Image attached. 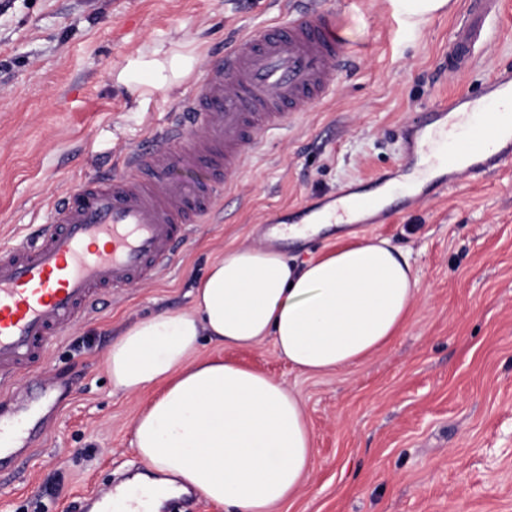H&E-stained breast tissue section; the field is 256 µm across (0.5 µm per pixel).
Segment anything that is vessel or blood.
<instances>
[{"instance_id": "b4317fda", "label": "vessel or blood", "mask_w": 512, "mask_h": 512, "mask_svg": "<svg viewBox=\"0 0 512 512\" xmlns=\"http://www.w3.org/2000/svg\"><path fill=\"white\" fill-rule=\"evenodd\" d=\"M238 34L206 80L178 100L165 122L114 164L113 175L56 194L42 231L0 248V398L15 376L39 377L47 350L102 296L151 279L195 224L210 222L250 152L291 118L336 90L338 74L358 58L342 18L348 0ZM499 0H484L452 31L448 69H470L489 42ZM512 157V69L499 71L479 95L428 106L410 125L403 172L428 173L442 191L469 184ZM206 166L211 179L193 187L174 172ZM362 223L387 210L373 194L351 189ZM43 422L32 410L0 419V472L13 469Z\"/></svg>"}]
</instances>
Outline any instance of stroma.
Segmentation results:
<instances>
[{"label":"stroma","mask_w":512,"mask_h":512,"mask_svg":"<svg viewBox=\"0 0 512 512\" xmlns=\"http://www.w3.org/2000/svg\"><path fill=\"white\" fill-rule=\"evenodd\" d=\"M470 0L417 27L391 0L346 15L355 67L335 94L296 115L241 171L208 224L153 280L108 293L47 352L54 408L35 457L0 475V512H90L89 497L148 465L133 425L150 392H113L107 354L131 323L192 305L195 281L225 249L263 242L283 207L391 179L393 213L361 232L408 252L419 289L407 322L359 365L299 372L273 340L199 357L231 361L299 394L313 434L311 471L274 512H512V158L480 181L404 209L396 173L405 125L437 100L474 92L512 67V0L471 70L443 64ZM270 0H0V247L28 235L54 195L113 170L201 81L245 26L278 17ZM203 39L192 75L136 107L112 74L157 39Z\"/></svg>","instance_id":"obj_1"}]
</instances>
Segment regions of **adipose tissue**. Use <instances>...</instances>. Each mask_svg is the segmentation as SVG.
Wrapping results in <instances>:
<instances>
[{
    "label": "adipose tissue",
    "mask_w": 512,
    "mask_h": 512,
    "mask_svg": "<svg viewBox=\"0 0 512 512\" xmlns=\"http://www.w3.org/2000/svg\"><path fill=\"white\" fill-rule=\"evenodd\" d=\"M196 42H158L128 59L116 85L146 99L194 71ZM419 283L409 256L360 235L298 264L274 247L228 248L191 291L188 311L127 328L109 350L113 391L157 395L133 425L137 454L156 476L118 490L144 492L146 512L186 488L233 512H271L310 470L313 436L298 395L266 375L198 358L202 338L227 348L272 339L306 374L360 364L404 327Z\"/></svg>",
    "instance_id": "adipose-tissue-1"
}]
</instances>
